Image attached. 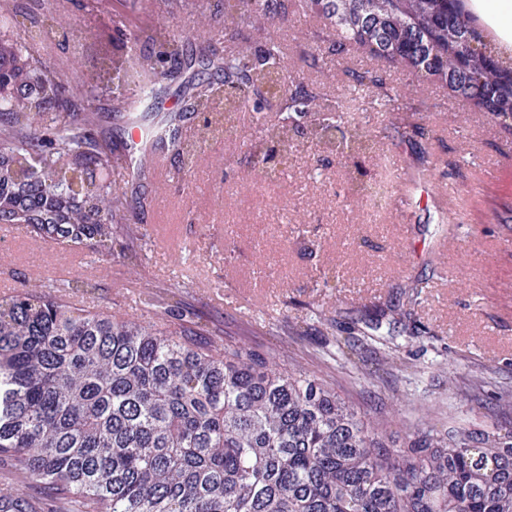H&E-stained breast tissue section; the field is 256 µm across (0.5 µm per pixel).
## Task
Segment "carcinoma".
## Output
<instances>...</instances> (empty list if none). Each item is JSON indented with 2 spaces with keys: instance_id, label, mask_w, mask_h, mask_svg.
Listing matches in <instances>:
<instances>
[{
  "instance_id": "1",
  "label": "carcinoma",
  "mask_w": 512,
  "mask_h": 512,
  "mask_svg": "<svg viewBox=\"0 0 512 512\" xmlns=\"http://www.w3.org/2000/svg\"><path fill=\"white\" fill-rule=\"evenodd\" d=\"M237 15L209 37L208 53L224 83H199L190 108L232 119L265 87L279 99V120L264 127L258 174L288 144V114L315 105L314 135L348 158L370 134L345 129L341 98L286 90L274 40L253 52L221 55L224 29L264 27L269 0H238ZM332 26V49L362 47L415 77L434 79L512 128V54L467 13L463 0H301ZM55 0L38 16L0 0V223L23 224L63 247L140 237L117 217L123 203L104 196L94 171L121 156L96 133L91 94H73L36 57ZM156 50L118 47L99 69L144 102L184 63L166 29ZM357 84L383 100L414 135L410 103L380 79ZM178 145L190 163L198 143ZM91 293L98 283L45 282L0 297V470L19 486L0 489V512H512V429L450 431L427 426L407 447L388 444L394 415L372 423L313 371L287 367L282 353L238 342L218 344L195 313L166 304L152 322L70 305L56 292ZM178 314L182 332L164 327ZM359 338L329 344L353 366ZM400 370L396 337H376Z\"/></svg>"
}]
</instances>
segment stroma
<instances>
[{"mask_svg": "<svg viewBox=\"0 0 512 512\" xmlns=\"http://www.w3.org/2000/svg\"><path fill=\"white\" fill-rule=\"evenodd\" d=\"M297 5L276 0L264 30H235L225 36L224 52L275 39L297 81L332 96L354 97L356 75L375 72L389 86L407 89L424 136L401 137L392 114L370 96L355 104L358 124L369 125L374 136L369 149L339 162L335 148L318 143L311 119L304 117L277 157L275 173L259 180L263 125L279 117L277 98H268L264 123L239 112L233 133L203 143L191 170H184L181 155L170 154L171 218L156 227L157 188L140 168L135 143L140 133L172 124L181 137H198L200 119L190 112L177 115L176 107L189 101L224 4L139 0L136 7L117 8L102 0L85 16L73 0H58L40 54L69 88L106 84L99 57L125 34L135 36L138 52L152 51V36L162 26L177 36L190 63L138 112L122 110L116 100L94 105L99 136L123 158L98 169L97 180L111 185L127 217L140 225L135 255L114 256L99 279L91 247L63 249L23 225L0 224V248L15 255L13 265L0 266V296L50 276L96 278L99 290L71 296V303L150 321L154 314L143 299L159 287L174 294L180 309L202 314L219 340L269 348L294 324L322 329L331 323L354 332L403 302L419 334L399 337L398 344L415 363L414 372L371 377L297 339L291 342L295 361L333 383L370 421L397 411L412 429L424 423L482 429L507 424L512 417L499 409L497 393L512 386V129L440 83L357 50L328 52L331 28L318 10L304 14ZM75 26L85 32L77 56L62 41ZM383 157L394 185L389 204L377 210L352 190L380 178ZM429 175L452 182L458 201L436 196L425 182ZM311 239L320 243L313 252L306 248ZM174 247L182 249L181 261L171 258ZM420 279L429 286L410 303ZM472 379L487 383L481 401L465 394Z\"/></svg>", "mask_w": 512, "mask_h": 512, "instance_id": "obj_1", "label": "stroma"}]
</instances>
